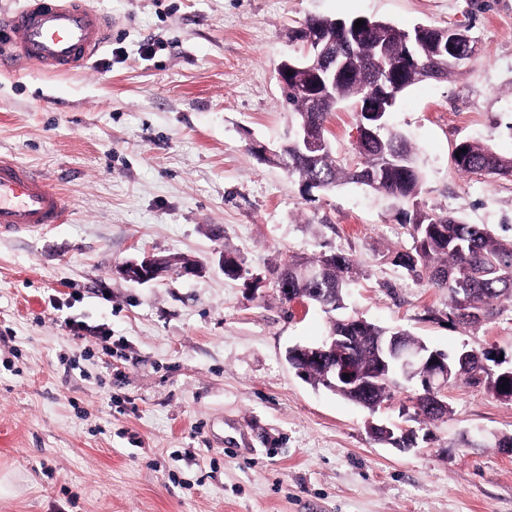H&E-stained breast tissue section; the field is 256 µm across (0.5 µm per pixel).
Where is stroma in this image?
<instances>
[{"label": "stroma", "mask_w": 512, "mask_h": 512, "mask_svg": "<svg viewBox=\"0 0 512 512\" xmlns=\"http://www.w3.org/2000/svg\"><path fill=\"white\" fill-rule=\"evenodd\" d=\"M87 2L110 22L88 65L0 66V154L69 207L0 237V512H512V454L489 444L512 436V402L458 381L428 422L406 384L372 413L306 383L287 349L318 343L329 319L269 279L287 255L344 253L360 269L350 311L510 364L512 300L452 321L447 290L393 261L413 244L401 204L357 184L306 191L249 152L287 134L278 66L302 54L289 34L306 19L465 28L476 54L409 87L388 122L416 149L421 209L512 239V177L453 162L464 140L512 155V0ZM357 127L351 105L330 113L336 157H353ZM147 253L201 271L120 274ZM383 421L415 447L376 440ZM373 434L379 440L384 441L385 443L394 445L399 451L406 452L411 450L412 448H405L406 444L403 441H408V443H412L410 447L415 446L416 442V434L412 430L406 429L400 426L397 423H381V424H373ZM412 441V442H409Z\"/></svg>", "instance_id": "35a3bbf8"}]
</instances>
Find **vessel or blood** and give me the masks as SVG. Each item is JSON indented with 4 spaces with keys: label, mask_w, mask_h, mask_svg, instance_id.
Here are the masks:
<instances>
[{
    "label": "vessel or blood",
    "mask_w": 512,
    "mask_h": 512,
    "mask_svg": "<svg viewBox=\"0 0 512 512\" xmlns=\"http://www.w3.org/2000/svg\"><path fill=\"white\" fill-rule=\"evenodd\" d=\"M0 58L53 71L85 65L105 44V26L86 0H26L9 18ZM68 205L36 169L0 156V234L61 224Z\"/></svg>",
    "instance_id": "obj_1"
}]
</instances>
